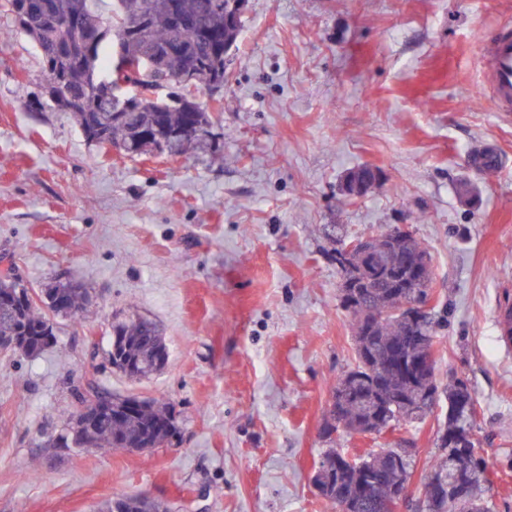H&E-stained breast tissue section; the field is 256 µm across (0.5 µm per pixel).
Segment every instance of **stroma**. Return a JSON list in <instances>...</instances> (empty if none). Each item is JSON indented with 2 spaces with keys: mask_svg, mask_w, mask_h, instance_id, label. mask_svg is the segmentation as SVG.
<instances>
[{
  "mask_svg": "<svg viewBox=\"0 0 512 512\" xmlns=\"http://www.w3.org/2000/svg\"><path fill=\"white\" fill-rule=\"evenodd\" d=\"M512 0H249L206 159L129 158L28 103L41 56L0 7V271L94 295L39 358L0 355V512H93L121 494L172 512H333L311 478L334 380L353 361L336 239L403 225L432 260L439 379H468L493 512H512V112L483 85L481 38ZM378 172L363 197L344 191ZM470 196L458 193L460 182ZM141 316L169 358L151 379L95 374L113 321ZM173 406L150 454L43 447L78 406L69 385ZM421 424L344 434L364 455L406 440L410 497L438 450Z\"/></svg>",
  "mask_w": 512,
  "mask_h": 512,
  "instance_id": "stroma-1",
  "label": "stroma"
}]
</instances>
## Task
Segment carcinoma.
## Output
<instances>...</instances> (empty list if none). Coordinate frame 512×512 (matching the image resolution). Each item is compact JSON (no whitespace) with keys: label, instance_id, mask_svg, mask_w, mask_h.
<instances>
[{"label":"carcinoma","instance_id":"carcinoma-1","mask_svg":"<svg viewBox=\"0 0 512 512\" xmlns=\"http://www.w3.org/2000/svg\"><path fill=\"white\" fill-rule=\"evenodd\" d=\"M45 11L30 17L22 27L39 50L45 73L58 76V96L54 100L36 99L33 105L69 112L85 138L101 147L118 149L129 158L154 152L153 144L161 138L179 135L175 152L188 150L203 156L211 149L205 137L187 136L189 127L213 126L211 110L195 100L194 93L176 85L184 74L195 72L204 81L217 83L215 91L224 88L226 59L236 46L241 26L229 28L227 15L236 11L238 0H114L112 16L103 18L99 0H45ZM70 18L88 34L78 40L71 30L58 22ZM142 63L155 61L172 84L169 91L155 99L135 96V87L146 78L115 71L118 58ZM112 77V98L130 103L132 121L112 116L103 104L104 90L96 76ZM426 246L417 238L387 236L363 250L344 252L336 249L332 260L369 279L376 273L375 265L403 271L408 290L423 293L430 289L432 273L419 280L413 276V265L424 262ZM55 294L68 303V311L48 314L46 300L26 287L23 280L8 271L0 275V295L15 294L11 301L0 298V339L16 338L4 348L26 358H37L47 351L56 338L55 317L75 311L89 302V288L72 281H57ZM369 307L385 319L369 322L360 311L342 306L353 315L355 359L332 385V395L339 400L337 426L361 433L380 424L393 427L401 423L422 422L433 413L428 403L414 412L395 406L401 399L413 403L420 392L429 388L438 400L448 402V415L441 424L436 448L438 455L425 476L424 499L419 512H491L482 496L487 482L485 459L479 455V442L464 448L454 443L457 433H474L476 417L466 411L453 412L456 397L470 389L468 381L454 377L442 384L431 373L425 380H413L402 363L420 354L410 328L393 313L396 299L385 288H368ZM106 362L113 370L134 380L148 379L162 370L159 360L167 359L164 337L156 324L146 320L117 321L111 325ZM105 365V366H107ZM105 366L95 367L100 373ZM81 401L93 396L100 407L97 427L86 435L79 434L72 422L61 432L70 438L69 448L78 453L91 448L145 453L172 439L178 432L176 416L171 407L136 395L105 394L96 381L89 380L78 391ZM396 449L356 457L348 451L329 449L323 457L339 456L341 466L333 477L320 483V496L334 505L342 500L360 506L359 512H383L395 500L397 490L408 484L415 468V458L398 460ZM464 487L461 501L449 502L439 497L442 486ZM96 512H169V507L140 496H111L100 502Z\"/></svg>","mask_w":512,"mask_h":512}]
</instances>
